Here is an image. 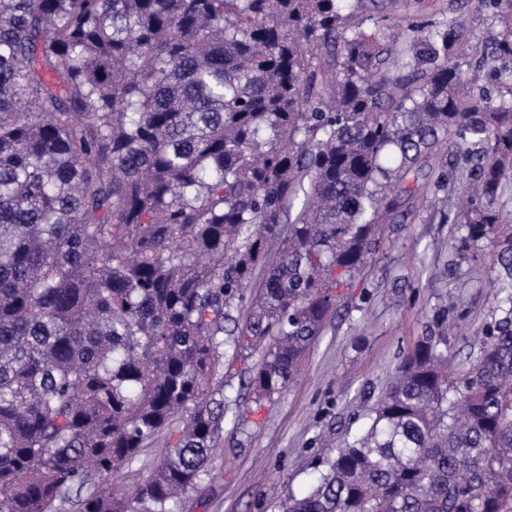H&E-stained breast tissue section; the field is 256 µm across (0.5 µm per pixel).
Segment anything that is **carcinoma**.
<instances>
[{"label": "carcinoma", "instance_id": "carcinoma-1", "mask_svg": "<svg viewBox=\"0 0 512 512\" xmlns=\"http://www.w3.org/2000/svg\"><path fill=\"white\" fill-rule=\"evenodd\" d=\"M0 0V512H180L297 368L384 226L467 185L503 223L512 0ZM278 243V253L269 243ZM499 308L512 315V234ZM261 352L224 395L227 350ZM447 339L279 512H512V326L465 378ZM166 438L141 482L112 474Z\"/></svg>", "mask_w": 512, "mask_h": 512}]
</instances>
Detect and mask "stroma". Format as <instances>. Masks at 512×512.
I'll return each mask as SVG.
<instances>
[{"label": "stroma", "mask_w": 512, "mask_h": 512, "mask_svg": "<svg viewBox=\"0 0 512 512\" xmlns=\"http://www.w3.org/2000/svg\"><path fill=\"white\" fill-rule=\"evenodd\" d=\"M461 235L426 212L392 225L293 382L241 428L225 427L212 474L183 512H277L280 496L306 488L319 459L365 427L396 366L425 336H446L448 375L462 378L504 314L493 288L497 240L462 255Z\"/></svg>", "instance_id": "1"}]
</instances>
